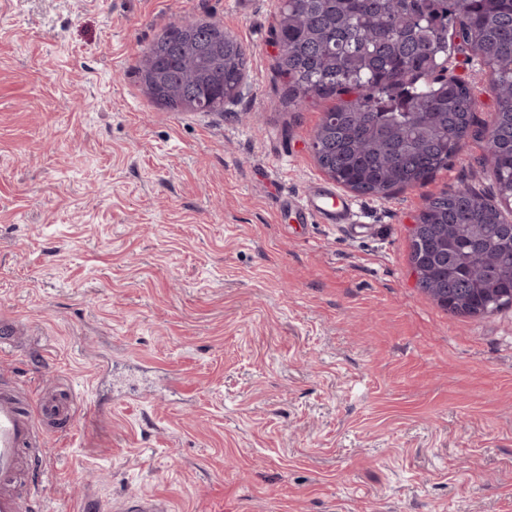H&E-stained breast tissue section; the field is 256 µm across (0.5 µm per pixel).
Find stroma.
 I'll return each instance as SVG.
<instances>
[{
  "instance_id": "1",
  "label": "stroma",
  "mask_w": 512,
  "mask_h": 512,
  "mask_svg": "<svg viewBox=\"0 0 512 512\" xmlns=\"http://www.w3.org/2000/svg\"><path fill=\"white\" fill-rule=\"evenodd\" d=\"M281 0H0V384L72 389L44 512H512V307L448 313L411 227L456 186L494 195L479 141L426 182L354 194L363 235L293 224L327 181L311 146L344 94L288 99ZM241 41L220 112H171L139 74L170 24ZM449 73L497 107L484 68ZM124 512H168V504L149 495L136 496L127 501Z\"/></svg>"
}]
</instances>
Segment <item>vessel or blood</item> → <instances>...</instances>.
I'll return each instance as SVG.
<instances>
[{
    "instance_id": "vessel-or-blood-1",
    "label": "vessel or blood",
    "mask_w": 512,
    "mask_h": 512,
    "mask_svg": "<svg viewBox=\"0 0 512 512\" xmlns=\"http://www.w3.org/2000/svg\"><path fill=\"white\" fill-rule=\"evenodd\" d=\"M280 206L298 224H355V204L340 191L313 184L301 197L281 200ZM74 421L70 401L42 392L18 399L0 392V512H38L40 476L23 478L26 457L45 456L37 443L39 433L47 437L65 434ZM123 512H169L165 501L149 495L127 501Z\"/></svg>"
}]
</instances>
